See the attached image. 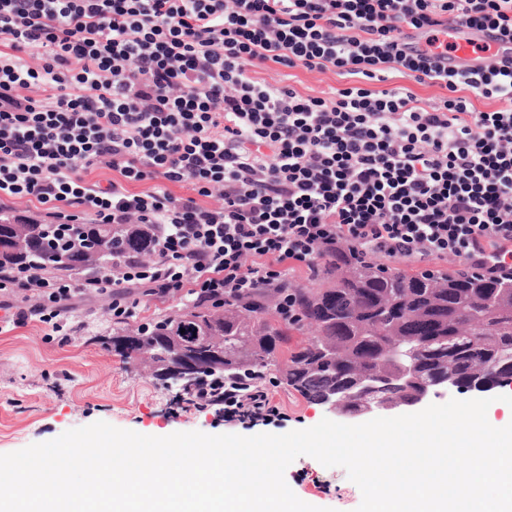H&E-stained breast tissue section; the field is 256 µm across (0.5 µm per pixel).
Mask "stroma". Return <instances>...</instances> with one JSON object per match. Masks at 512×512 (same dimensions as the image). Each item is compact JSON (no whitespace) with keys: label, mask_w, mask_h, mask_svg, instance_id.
Returning <instances> with one entry per match:
<instances>
[{"label":"stroma","mask_w":512,"mask_h":512,"mask_svg":"<svg viewBox=\"0 0 512 512\" xmlns=\"http://www.w3.org/2000/svg\"><path fill=\"white\" fill-rule=\"evenodd\" d=\"M258 78L320 96L345 87V78L304 68L273 65ZM110 301L93 297L75 302L70 345L61 347L38 323L0 332V454L58 437L66 430L102 420L145 435L200 431L210 435L284 434L307 429L327 417L325 406L308 402L283 383L271 388L282 416L269 424L225 423L212 410H197L178 400L148 364L128 363L100 342L111 335ZM285 479L302 501L328 512H355L359 487L341 467H325L310 456L298 457Z\"/></svg>","instance_id":"stroma-1"}]
</instances>
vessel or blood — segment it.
<instances>
[{"label":"vessel or blood","instance_id":"obj_1","mask_svg":"<svg viewBox=\"0 0 512 512\" xmlns=\"http://www.w3.org/2000/svg\"><path fill=\"white\" fill-rule=\"evenodd\" d=\"M437 41L448 48L440 64L451 71L478 66L483 57L490 55L512 56V43L500 40L496 33L486 31L477 34L458 23L443 28L437 35Z\"/></svg>","mask_w":512,"mask_h":512}]
</instances>
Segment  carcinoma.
<instances>
[{
  "mask_svg": "<svg viewBox=\"0 0 512 512\" xmlns=\"http://www.w3.org/2000/svg\"><path fill=\"white\" fill-rule=\"evenodd\" d=\"M16 220L1 225L0 235L22 236L26 244L1 254L0 266L45 268L62 276H93L114 255L150 257L158 233L153 224H76L50 254L43 242L53 237L52 226L19 215ZM292 291L297 321L284 318L272 293L263 292L255 301L220 308L194 302L132 333L117 326L103 345L128 362L147 360L166 383L191 375L185 395L206 378L219 386H253L274 367L287 386L315 404L359 391L365 376L378 380V403L398 406L449 376L465 392L512 376V271L496 277L468 271L408 275L371 262L331 260L319 287L294 285ZM305 327L312 336L280 364L288 330ZM398 346L410 348L404 361L414 372L411 385L393 380Z\"/></svg>",
  "mask_w": 512,
  "mask_h": 512,
  "instance_id": "obj_1",
  "label": "carcinoma"
}]
</instances>
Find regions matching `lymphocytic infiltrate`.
<instances>
[{"instance_id":"lymphocytic-infiltrate-1","label":"lymphocytic infiltrate","mask_w":512,"mask_h":512,"mask_svg":"<svg viewBox=\"0 0 512 512\" xmlns=\"http://www.w3.org/2000/svg\"><path fill=\"white\" fill-rule=\"evenodd\" d=\"M451 21L512 42V0H0V202L38 204L58 228L159 229L152 259L113 260L90 281L0 268V309L63 347L81 297H109L124 323L148 296L220 305L265 290L293 321L289 266L315 276L327 256L507 269L512 62L451 73L407 51L406 31ZM270 63L351 84L305 96L250 75ZM393 78L443 95L423 101ZM476 95L495 109L476 110ZM97 164L118 179L89 182ZM216 189L223 204L204 206ZM193 400L228 421L279 412L264 385L205 382Z\"/></svg>"}]
</instances>
